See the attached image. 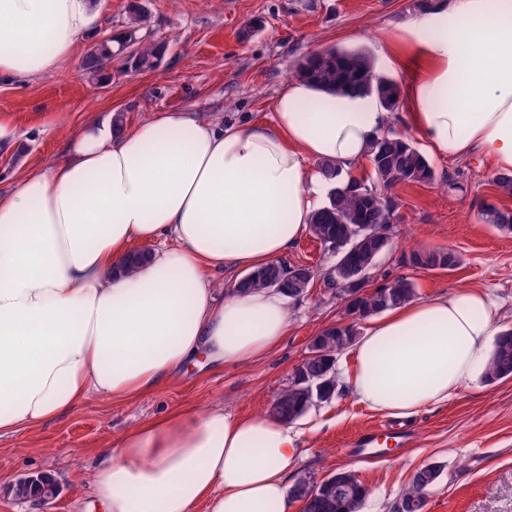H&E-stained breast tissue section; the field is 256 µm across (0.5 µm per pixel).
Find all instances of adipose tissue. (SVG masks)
Here are the masks:
<instances>
[{
  "label": "adipose tissue",
  "mask_w": 512,
  "mask_h": 512,
  "mask_svg": "<svg viewBox=\"0 0 512 512\" xmlns=\"http://www.w3.org/2000/svg\"><path fill=\"white\" fill-rule=\"evenodd\" d=\"M98 22L95 0H0V79L63 69ZM380 52L406 72L405 120L436 155L512 173V0H437ZM272 112L90 122L0 194V437L260 359L287 336L283 293L221 297L210 275L286 254L324 205L309 160L352 176L390 115L296 79ZM499 311L473 287L388 311L353 346V394L398 418L447 403L483 373ZM298 437L271 417L181 408L112 440L87 478L105 512H288Z\"/></svg>",
  "instance_id": "adipose-tissue-1"
}]
</instances>
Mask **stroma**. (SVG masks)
<instances>
[{"mask_svg": "<svg viewBox=\"0 0 512 512\" xmlns=\"http://www.w3.org/2000/svg\"><path fill=\"white\" fill-rule=\"evenodd\" d=\"M146 18L141 34L161 41L159 67L131 72L113 67L110 81L87 72L82 58L33 81L0 80V122L11 126L19 149L0 153V192L14 175L59 159L71 132L120 112L129 127L163 113L191 110L216 121L271 119L272 102L289 79L294 60L325 47L365 50L377 56L384 37L418 18L414 0H96L98 36L125 27L131 2ZM437 178L398 186L395 237L369 283L405 276L426 300L465 287L489 289L501 305L500 328H512V233L481 218L483 204L512 210V195L495 183L479 154L448 160L429 154ZM457 189H448V181ZM456 252L455 270L405 265L412 248ZM315 272L311 288L289 300L288 334L269 355L219 370L193 368L160 392L118 405L93 397L66 417L0 439V512H88L86 469L112 439L168 410L223 407L234 416L268 414L295 366L325 327L344 318L328 284L335 256L304 234L284 257ZM350 350L336 357L334 397L296 421L300 460L295 478L321 482L353 473L367 495L360 512H395L412 473L441 469L424 512H512V378L477 377L448 403L405 419L408 435L397 443L379 430L382 414L360 404L346 384ZM379 430L383 455L372 463L354 458L353 436ZM45 475L57 493L47 502L17 495V484Z\"/></svg>", "mask_w": 512, "mask_h": 512, "instance_id": "35a3bbf8", "label": "stroma"}]
</instances>
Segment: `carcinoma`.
<instances>
[{
	"label": "carcinoma",
	"mask_w": 512,
	"mask_h": 512,
	"mask_svg": "<svg viewBox=\"0 0 512 512\" xmlns=\"http://www.w3.org/2000/svg\"><path fill=\"white\" fill-rule=\"evenodd\" d=\"M131 19L123 31L117 49L109 41L92 48L83 67L93 75H100L112 68V61L119 58L123 69L152 70L159 64L162 51L155 43L143 42L140 36L144 15L137 5L131 8ZM290 77L305 81L332 94L364 92L373 96L376 103L387 112H395L400 104L398 82L375 73L371 58L358 49L330 48L314 52L295 61L289 70ZM372 167L369 178L345 180L336 164L318 162V169L329 182L327 202L317 210L309 224V231L326 249H339L337 261H344L355 270L369 272L385 245L387 234L396 219L397 202L394 189L402 184L431 183L436 179L435 170L426 155L409 137L387 130L376 137L368 150ZM485 223L501 231L512 232V211L502 210L493 204L482 210ZM406 264L416 268L448 270L460 264L458 255L451 250H413ZM278 283L288 297L296 298L303 291L293 286L292 271L285 263H271L250 271L238 280L242 291L264 289ZM330 285L344 301L346 314L355 320L346 325L338 324L321 331L315 338L321 354L307 359L295 369L288 387L275 400L270 414L286 423H293L306 414L317 402L328 400L336 389V355L351 346L357 339L359 322L404 305L415 296L414 283L405 276L390 280L373 291L352 284L343 287L335 280ZM512 377V330L495 337L493 348L485 367L487 381ZM440 476V467L425 465L411 476L403 491L396 512H422L429 489ZM22 497L50 498L56 486L46 477L25 479L17 485ZM289 495L303 502V512H359L367 495L366 488L349 471H339L315 485L307 479L296 481Z\"/></svg>",
	"instance_id": "obj_1"
}]
</instances>
